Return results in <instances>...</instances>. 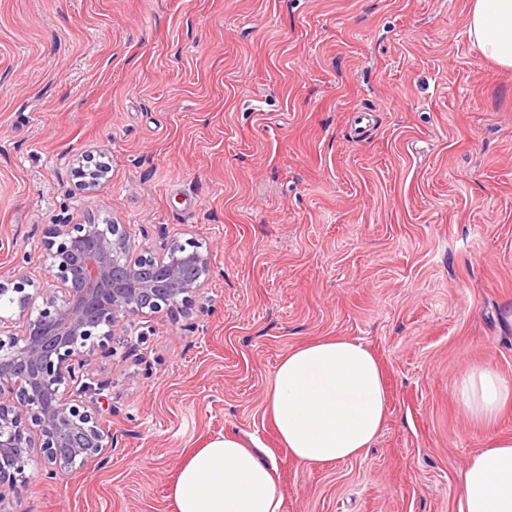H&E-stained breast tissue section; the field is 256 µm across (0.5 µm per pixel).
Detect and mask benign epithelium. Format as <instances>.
Returning <instances> with one entry per match:
<instances>
[{
    "mask_svg": "<svg viewBox=\"0 0 512 512\" xmlns=\"http://www.w3.org/2000/svg\"><path fill=\"white\" fill-rule=\"evenodd\" d=\"M97 166L77 169L82 190L110 180L106 154ZM45 250L50 281L0 280V301L22 322L17 332L0 316V489L28 479L34 464L55 480L112 447L101 424L105 384L89 380L88 357L114 355L116 329L146 312L192 303L212 273L210 249L173 239L160 254L138 251L127 225L110 220L52 224Z\"/></svg>",
    "mask_w": 512,
    "mask_h": 512,
    "instance_id": "1",
    "label": "benign epithelium"
}]
</instances>
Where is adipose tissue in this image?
<instances>
[{
    "mask_svg": "<svg viewBox=\"0 0 512 512\" xmlns=\"http://www.w3.org/2000/svg\"><path fill=\"white\" fill-rule=\"evenodd\" d=\"M468 35L488 59L512 68V0H473ZM465 413L491 424L512 406V381L492 366L464 370L456 387ZM267 409L295 460L323 465L360 457L388 412L381 366L359 341L307 342L279 365ZM169 496L177 512H281L276 466L227 433L183 463ZM456 512H512V436L473 454L456 495Z\"/></svg>",
    "mask_w": 512,
    "mask_h": 512,
    "instance_id": "1",
    "label": "adipose tissue"
}]
</instances>
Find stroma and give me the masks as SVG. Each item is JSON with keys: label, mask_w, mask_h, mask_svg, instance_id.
Listing matches in <instances>:
<instances>
[{"label": "stroma", "mask_w": 512, "mask_h": 512, "mask_svg": "<svg viewBox=\"0 0 512 512\" xmlns=\"http://www.w3.org/2000/svg\"><path fill=\"white\" fill-rule=\"evenodd\" d=\"M471 0H0V277L48 278L49 225L113 220L136 246L210 248L189 314L140 316L92 356L104 458L7 489L0 512H175L218 435L256 440L282 512H454L466 367L512 378V69ZM112 179L79 189L76 158ZM196 323L194 332L184 329ZM377 357L384 429L357 459L290 457L266 412L292 349Z\"/></svg>", "instance_id": "1"}]
</instances>
